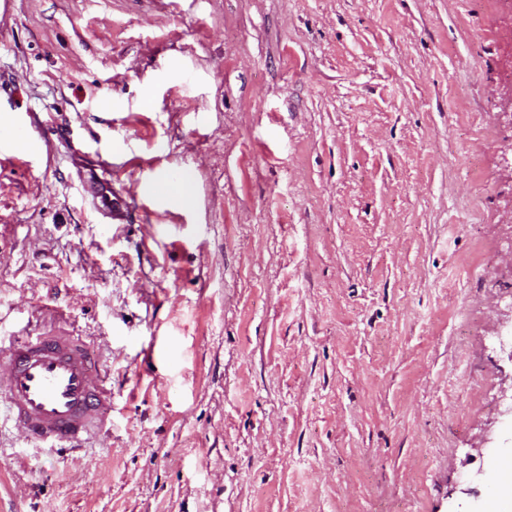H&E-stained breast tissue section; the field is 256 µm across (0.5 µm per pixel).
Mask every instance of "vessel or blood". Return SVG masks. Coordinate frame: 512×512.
Instances as JSON below:
<instances>
[{
  "instance_id": "b4317fda",
  "label": "vessel or blood",
  "mask_w": 512,
  "mask_h": 512,
  "mask_svg": "<svg viewBox=\"0 0 512 512\" xmlns=\"http://www.w3.org/2000/svg\"><path fill=\"white\" fill-rule=\"evenodd\" d=\"M42 151L41 142L22 128L0 139L4 154L36 158ZM8 352L12 369L0 409L23 423L31 439L61 450L103 422L111 401L93 386L98 359L78 339L66 334L20 338L9 343Z\"/></svg>"
}]
</instances>
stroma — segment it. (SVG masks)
I'll return each mask as SVG.
<instances>
[{"instance_id":"obj_1","label":"stroma","mask_w":512,"mask_h":512,"mask_svg":"<svg viewBox=\"0 0 512 512\" xmlns=\"http://www.w3.org/2000/svg\"><path fill=\"white\" fill-rule=\"evenodd\" d=\"M489 0H0V379L104 365L106 420L0 418V512H485L512 448V125ZM133 205L107 223L96 162ZM177 170L167 198L152 183ZM42 151V143L23 128L12 129L11 136L7 140L0 139L1 154L36 158L42 154ZM12 370L0 414L24 424L45 448L67 450L103 421L111 401L92 385L98 359L74 336H37L9 343Z\"/></svg>"}]
</instances>
